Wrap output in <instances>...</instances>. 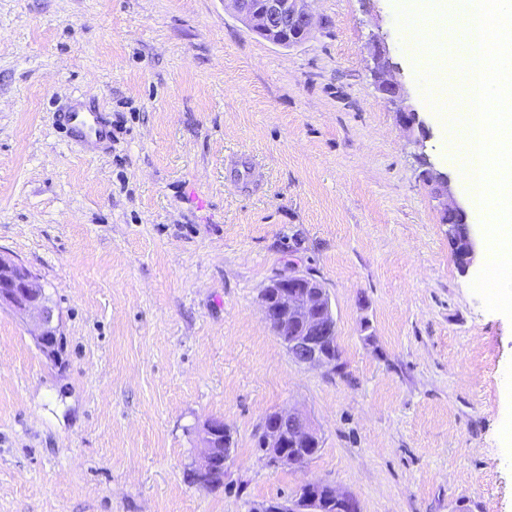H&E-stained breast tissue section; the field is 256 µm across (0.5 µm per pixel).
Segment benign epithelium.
Wrapping results in <instances>:
<instances>
[{
    "mask_svg": "<svg viewBox=\"0 0 512 512\" xmlns=\"http://www.w3.org/2000/svg\"><path fill=\"white\" fill-rule=\"evenodd\" d=\"M236 17L252 32L272 41L285 39L292 28L300 37H307L314 28V15L309 0H264L257 6L253 0H230ZM368 54L373 62L372 77L375 91L396 114L399 125L409 133H418L415 144L422 147L430 138V130L420 119L411 103L405 84L397 76L398 67L390 58L385 37L373 34L368 41ZM425 169L423 181L433 193L447 200L443 216L453 215L455 223L448 225V240L462 271H467L476 254V241L471 233L468 212L452 200L450 177L438 170L424 153L419 155ZM40 280L29 269L0 256V307L9 309L35 326L34 339L38 347L47 350L52 345L56 328L52 327V311L37 294ZM261 308L266 322L293 328L284 340L289 356L299 364L336 367V354L331 340L336 335V318L322 282L307 273L294 272L278 277L263 291ZM226 434L224 421L206 420L199 439L200 452L194 468L200 484L206 485L214 472L224 468L230 459V449L218 455L217 440ZM259 447L267 462L274 467L304 464L316 455L321 436L310 420L301 413L278 411L266 416L259 434ZM322 483H308L285 499H272L254 504L249 512H318L316 491ZM332 503L338 512H357L352 497L328 487Z\"/></svg>",
    "mask_w": 512,
    "mask_h": 512,
    "instance_id": "obj_1",
    "label": "benign epithelium"
}]
</instances>
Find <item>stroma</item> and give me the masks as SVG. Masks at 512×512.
Instances as JSON below:
<instances>
[{
	"instance_id": "stroma-1",
	"label": "stroma",
	"mask_w": 512,
	"mask_h": 512,
	"mask_svg": "<svg viewBox=\"0 0 512 512\" xmlns=\"http://www.w3.org/2000/svg\"><path fill=\"white\" fill-rule=\"evenodd\" d=\"M401 0H311L285 49L230 0H0V254L40 279L63 366L0 309V512H248L321 482L359 512H512V319L461 272L441 202L375 92L386 36L469 196L456 134L417 81ZM96 103L112 148L56 118ZM322 281L343 367L293 361L260 297ZM322 436L270 466L266 416ZM232 454L211 491L188 473L197 428Z\"/></svg>"
}]
</instances>
